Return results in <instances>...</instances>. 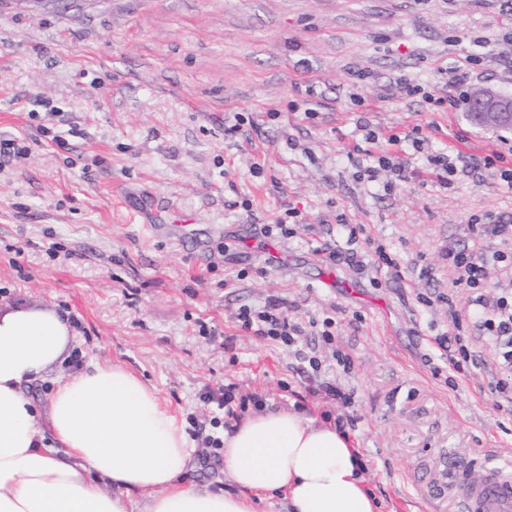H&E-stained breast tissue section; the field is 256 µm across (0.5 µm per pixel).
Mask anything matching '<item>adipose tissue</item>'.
<instances>
[{"label":"adipose tissue","mask_w":512,"mask_h":512,"mask_svg":"<svg viewBox=\"0 0 512 512\" xmlns=\"http://www.w3.org/2000/svg\"><path fill=\"white\" fill-rule=\"evenodd\" d=\"M75 344L67 314L0 299V512H255L269 494L284 512H379L350 434L293 408L225 432L234 491L190 481L193 449L155 388L114 362L62 375Z\"/></svg>","instance_id":"adipose-tissue-1"}]
</instances>
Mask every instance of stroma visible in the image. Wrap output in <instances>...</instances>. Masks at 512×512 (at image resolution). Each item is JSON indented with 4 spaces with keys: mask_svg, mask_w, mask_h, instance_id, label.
I'll use <instances>...</instances> for the list:
<instances>
[{
    "mask_svg": "<svg viewBox=\"0 0 512 512\" xmlns=\"http://www.w3.org/2000/svg\"><path fill=\"white\" fill-rule=\"evenodd\" d=\"M476 88L512 95V0H0V139L28 148L0 159V296L68 312L75 366L153 385L196 483L230 489L197 431L223 435L258 398L349 431L381 512H462L472 476L512 462L489 371L436 343L448 250L492 254L472 225L512 220V130L470 121ZM384 155L402 180L368 178ZM281 221L290 237L262 234ZM376 242L392 266L357 270ZM332 252L357 294L322 287ZM272 297L329 336L241 330ZM223 384L226 410L204 397Z\"/></svg>",
    "mask_w": 512,
    "mask_h": 512,
    "instance_id": "obj_1",
    "label": "stroma"
}]
</instances>
